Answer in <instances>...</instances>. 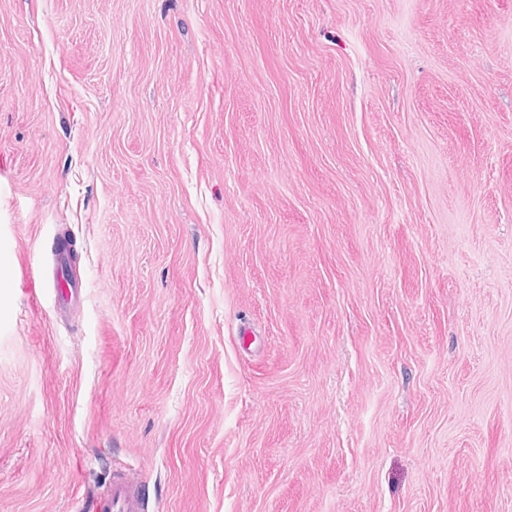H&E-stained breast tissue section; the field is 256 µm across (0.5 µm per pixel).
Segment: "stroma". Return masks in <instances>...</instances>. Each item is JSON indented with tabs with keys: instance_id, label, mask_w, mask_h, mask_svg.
<instances>
[{
	"instance_id": "obj_1",
	"label": "stroma",
	"mask_w": 512,
	"mask_h": 512,
	"mask_svg": "<svg viewBox=\"0 0 512 512\" xmlns=\"http://www.w3.org/2000/svg\"><path fill=\"white\" fill-rule=\"evenodd\" d=\"M1 263L0 512H512V0H0ZM56 309L60 314H70L80 304L81 285L62 278L56 285ZM92 508L99 512H141V487L128 476L114 473L105 503Z\"/></svg>"
}]
</instances>
